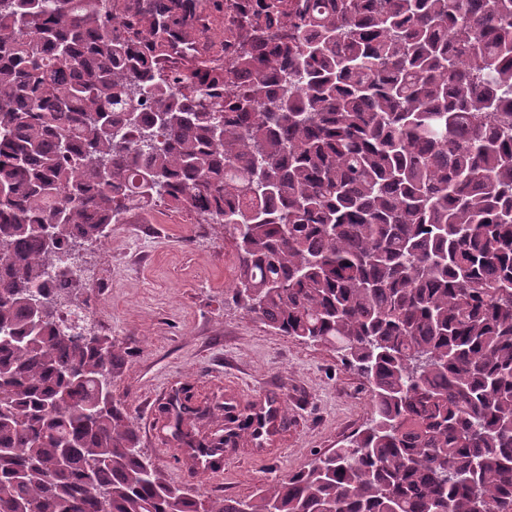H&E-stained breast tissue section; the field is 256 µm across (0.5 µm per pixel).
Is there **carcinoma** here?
<instances>
[{"label":"carcinoma","instance_id":"carcinoma-1","mask_svg":"<svg viewBox=\"0 0 512 512\" xmlns=\"http://www.w3.org/2000/svg\"><path fill=\"white\" fill-rule=\"evenodd\" d=\"M199 3L0 0V512H512V0H245L235 82L161 65ZM158 200L224 225L247 314L366 368L365 425L253 498L169 483L108 400L127 348L60 324L58 255ZM175 405L194 452L269 433Z\"/></svg>","mask_w":512,"mask_h":512}]
</instances>
